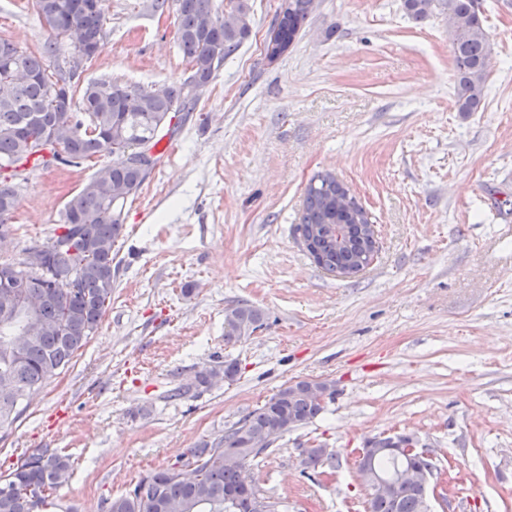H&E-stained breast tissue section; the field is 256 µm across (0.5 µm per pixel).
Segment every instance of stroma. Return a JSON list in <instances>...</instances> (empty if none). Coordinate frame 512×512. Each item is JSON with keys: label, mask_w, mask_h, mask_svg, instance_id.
Wrapping results in <instances>:
<instances>
[{"label": "stroma", "mask_w": 512, "mask_h": 512, "mask_svg": "<svg viewBox=\"0 0 512 512\" xmlns=\"http://www.w3.org/2000/svg\"><path fill=\"white\" fill-rule=\"evenodd\" d=\"M490 38L482 111L456 105L448 20L402 0H314L294 45L265 46L281 0H249L251 32L124 206L112 299L71 365L0 431V473L69 456L55 512H107L150 473L219 440L279 389L335 395L250 471L284 512H365L355 449L409 434L449 478L435 512H512V0H480ZM104 0L107 38L76 75L151 89L189 75L176 0ZM0 37L37 49L28 0H0ZM105 154L17 177L0 263L48 242ZM371 215L379 254L357 277L318 267L298 229L320 173ZM264 313L224 340L227 309ZM233 360L231 382L199 375ZM323 443L335 468L307 465Z\"/></svg>", "instance_id": "obj_1"}]
</instances>
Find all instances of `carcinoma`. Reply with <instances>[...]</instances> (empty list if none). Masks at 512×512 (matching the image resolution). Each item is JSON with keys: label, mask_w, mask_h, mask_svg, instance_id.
Masks as SVG:
<instances>
[{"label": "carcinoma", "mask_w": 512, "mask_h": 512, "mask_svg": "<svg viewBox=\"0 0 512 512\" xmlns=\"http://www.w3.org/2000/svg\"><path fill=\"white\" fill-rule=\"evenodd\" d=\"M104 0L87 7V0H33V7L51 38L33 51L10 39H0V82L18 78L11 94L0 97V235L17 209L13 179L28 167L50 169L112 155L66 204L59 232L49 242L26 249L25 257L0 263V429L22 415L21 401L68 365L87 344L112 298V247L123 227V208L142 187L150 169L136 162V146L154 147L174 128V119L196 110L200 96H189L188 83L204 91L224 61L249 35L247 0H229L241 24L228 23L212 9V0H176L177 40L192 73L179 85L143 90L110 78L83 86L72 83L74 72L51 69L61 39L70 31L81 39L105 45ZM479 0H403L404 11L421 20L434 10L448 13L460 112L481 110L486 90L485 59L490 53ZM291 25L284 36L296 39L312 6L311 0H290ZM68 86L69 99L51 100L53 87ZM60 134L53 159L36 142ZM342 182L331 173L319 174L306 187L300 216L306 249L325 271L343 275L370 265L375 241L366 210L353 201L336 207ZM41 249L42 268L13 271L27 263L26 255ZM224 339L231 342L260 329L263 312L241 305L225 312ZM301 380L285 386L258 409L224 432V437L197 457L196 476L185 481L176 468L156 471L125 495L112 499L108 512H279V502L257 484L242 487L237 469L224 456L250 461L264 452L249 442L273 431L281 438L289 429L316 418L324 406L311 399ZM69 458L44 449L25 458L0 478V512H33L38 494L44 512L54 507L52 491L68 480ZM236 492L229 506L224 493ZM368 512H422L416 493L389 496L371 490Z\"/></svg>", "instance_id": "1"}]
</instances>
